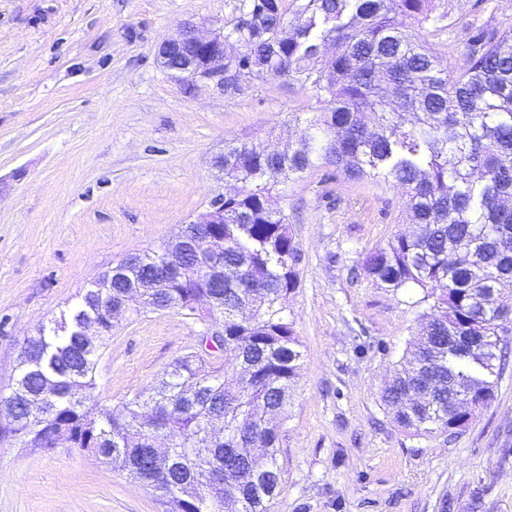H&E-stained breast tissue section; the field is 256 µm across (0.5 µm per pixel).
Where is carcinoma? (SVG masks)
<instances>
[{"label":"carcinoma","instance_id":"carcinoma-1","mask_svg":"<svg viewBox=\"0 0 512 512\" xmlns=\"http://www.w3.org/2000/svg\"><path fill=\"white\" fill-rule=\"evenodd\" d=\"M239 0L230 30L244 48L224 57L226 92L255 78H288L313 92L316 116L286 155L259 144L224 148V223L208 225L199 250L179 253L181 276L159 277L155 263L192 233L183 224L155 249L126 258L127 278L84 289L66 328L41 326L20 347L17 372L0 389V433L30 448L71 445L166 497L174 512H266L279 491V429L304 370L303 354L282 299L299 286L300 254L273 190L322 165L347 178L405 189L417 225L363 260L381 288H419L432 301L418 323L423 347L404 357L379 398L393 421L414 436L469 425L459 405L492 403L504 368L512 308V36L480 32L465 62L453 66L427 42L428 30L453 28L436 0ZM237 272L215 287L207 261ZM177 309L197 322L224 318V351L178 357L157 384L122 405L103 407L86 392L112 336L110 310ZM92 318L100 336L88 343L73 321ZM224 420V437L206 428ZM170 444L159 459L153 445Z\"/></svg>","mask_w":512,"mask_h":512}]
</instances>
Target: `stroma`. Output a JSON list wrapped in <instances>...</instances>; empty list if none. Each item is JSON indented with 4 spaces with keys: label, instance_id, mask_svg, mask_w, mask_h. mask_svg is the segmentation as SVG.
Segmentation results:
<instances>
[{
    "label": "stroma",
    "instance_id": "1",
    "mask_svg": "<svg viewBox=\"0 0 512 512\" xmlns=\"http://www.w3.org/2000/svg\"><path fill=\"white\" fill-rule=\"evenodd\" d=\"M238 0H0V388L20 345L127 256L158 246L234 191L213 166L228 142L285 149L312 117L309 88L254 79L193 88L162 65L183 22L232 27ZM456 27L433 39L462 62L483 28L512 35V0H441ZM301 253L283 302L303 377L279 434L281 485L267 512H512V365L491 407L456 436L415 437L379 392L412 347L422 307L380 288L362 260L410 232L405 193L331 167L278 184ZM178 310L116 322L97 365L98 404L119 405L197 350ZM0 512H172L70 446L0 437Z\"/></svg>",
    "mask_w": 512,
    "mask_h": 512
}]
</instances>
